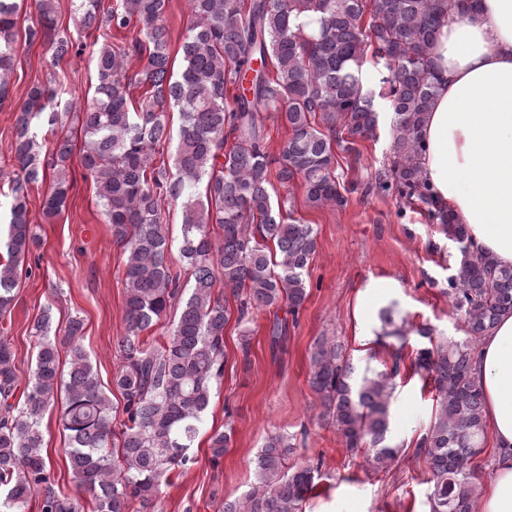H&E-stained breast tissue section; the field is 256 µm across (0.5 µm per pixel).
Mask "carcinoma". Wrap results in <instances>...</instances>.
<instances>
[{
	"instance_id": "obj_1",
	"label": "carcinoma",
	"mask_w": 512,
	"mask_h": 512,
	"mask_svg": "<svg viewBox=\"0 0 512 512\" xmlns=\"http://www.w3.org/2000/svg\"><path fill=\"white\" fill-rule=\"evenodd\" d=\"M36 20L26 43H46L56 61L81 54L87 44L58 28L55 0H34ZM84 31L94 34L95 87L84 110L82 144L61 134L41 151L36 126L63 125L75 107L58 89L35 84L18 106L11 154L18 167L9 181L8 233L0 236V512H25L39 498L40 512H84L83 498L56 489L44 455L42 420L61 401L69 467L93 512H126L138 499L141 512H157L166 474L190 461L202 415L224 376V329L252 310L288 304L295 315L308 296V268L316 251L313 225L275 200L273 160L259 119L268 112L288 128L277 181L301 180L312 207L344 206L336 151L360 155L357 144L376 138L387 101L391 131L387 163L375 177L379 188L423 205L459 245L448 279V297L463 322L464 338L418 351L417 368L435 391L436 415L418 444L431 474L430 512H474V458L483 452L484 397L472 376L476 343L502 313L512 311V267L475 252L465 225L457 224L425 184L421 128L439 82L431 58L442 20L470 7L465 0H189L190 22L171 58L165 14L169 0H75ZM19 0H0V105L8 97L17 53L14 33ZM137 31L122 46L126 30ZM146 58L130 74V57ZM389 76L375 89L363 77L367 58ZM140 95H134V90ZM178 109L179 141L170 172L160 148L171 139L168 112ZM80 164L95 185L98 204L125 254V332L117 339L120 364L114 405L75 337L83 321L71 319L62 341L50 335V308L34 324L35 365L21 386L5 334L18 271L37 244L29 219L33 188L48 184L41 202L47 222L66 204L68 162ZM182 208L180 260L168 257L165 205ZM221 230L214 242L210 226ZM194 280L184 294L185 277ZM223 290L215 293L216 283ZM236 306H231L230 301ZM177 314L168 340L156 346L143 336L169 312ZM395 305L380 312L378 338L404 339ZM67 349L60 368L58 344ZM390 369L352 381L354 367L340 344L322 336L310 355V384L319 395L320 417L334 424L345 447L366 449L381 467L398 446L391 436ZM232 425L213 431V459L224 455ZM288 437L267 438L255 460L257 483L224 512H304L321 463L289 472Z\"/></svg>"
}]
</instances>
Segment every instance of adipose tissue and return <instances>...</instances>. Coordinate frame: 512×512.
Returning a JSON list of instances; mask_svg holds the SVG:
<instances>
[{
  "mask_svg": "<svg viewBox=\"0 0 512 512\" xmlns=\"http://www.w3.org/2000/svg\"><path fill=\"white\" fill-rule=\"evenodd\" d=\"M432 53L442 81L424 120V177L472 249L512 266V0L444 19ZM472 375L497 448L481 512H512V312L483 338Z\"/></svg>",
  "mask_w": 512,
  "mask_h": 512,
  "instance_id": "adipose-tissue-1",
  "label": "adipose tissue"
}]
</instances>
